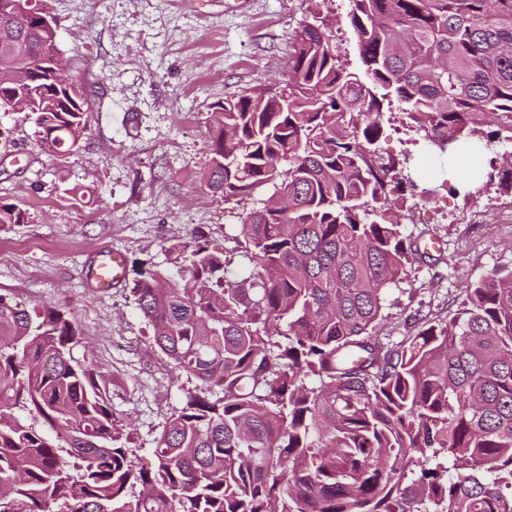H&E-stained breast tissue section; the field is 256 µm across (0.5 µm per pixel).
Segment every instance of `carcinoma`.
Instances as JSON below:
<instances>
[{
  "instance_id": "obj_1",
  "label": "carcinoma",
  "mask_w": 512,
  "mask_h": 512,
  "mask_svg": "<svg viewBox=\"0 0 512 512\" xmlns=\"http://www.w3.org/2000/svg\"><path fill=\"white\" fill-rule=\"evenodd\" d=\"M348 23L368 83L304 21L285 88L227 97L207 126L209 190L245 206L270 185L288 201L241 213L253 282L226 280L231 260L199 240L132 279L155 346L196 381L154 471L74 357V316L0 295V512H512V267L470 284L448 323L378 335L385 291L425 253L390 198L400 162L373 149L393 98L448 161L449 192L512 197V162L460 164L512 147V0H351ZM58 53L56 28L0 19V66L17 68L4 96L30 101L56 157L89 131L82 84L30 76ZM28 222L0 201V226ZM283 319L280 345L269 326ZM441 455L448 466H426Z\"/></svg>"
}]
</instances>
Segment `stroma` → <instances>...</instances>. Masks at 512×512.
Returning a JSON list of instances; mask_svg holds the SVG:
<instances>
[{
	"label": "stroma",
	"mask_w": 512,
	"mask_h": 512,
	"mask_svg": "<svg viewBox=\"0 0 512 512\" xmlns=\"http://www.w3.org/2000/svg\"><path fill=\"white\" fill-rule=\"evenodd\" d=\"M59 56L88 91L89 126L60 158L39 150L20 112L0 141V200L27 209L28 223L0 227V294L70 311L99 383L122 420L134 462L156 465L155 440L194 384L155 346L130 282L98 292L83 269L116 248L128 269L162 263L165 247L205 236L230 257L229 280L256 272L241 234L240 208L212 194L201 174L210 158L207 123L226 97L288 80L291 36L309 18V0H46ZM350 0H326L320 24L343 62L360 71L347 15ZM379 154L406 158L415 184L401 220L409 238L439 241L438 263L414 262L383 295L381 335L401 341L424 317L447 323L468 284L512 267V197L487 189L449 193L426 141L399 104L384 106Z\"/></svg>",
	"instance_id": "35a3bbf8"
}]
</instances>
